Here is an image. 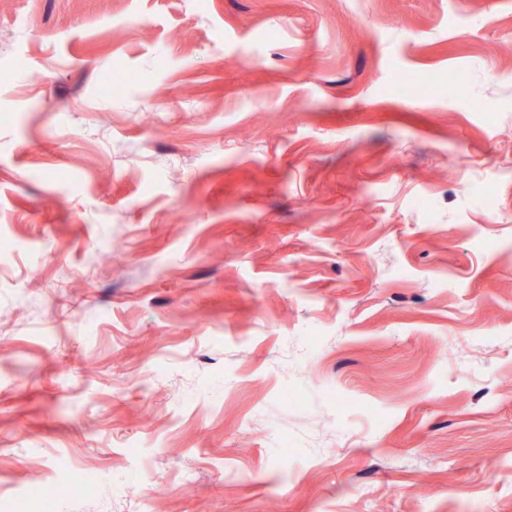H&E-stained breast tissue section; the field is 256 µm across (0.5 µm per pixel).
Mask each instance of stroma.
<instances>
[{"label":"stroma","instance_id":"35a3bbf8","mask_svg":"<svg viewBox=\"0 0 512 512\" xmlns=\"http://www.w3.org/2000/svg\"><path fill=\"white\" fill-rule=\"evenodd\" d=\"M64 463L512 512V0H0V512Z\"/></svg>","mask_w":512,"mask_h":512}]
</instances>
